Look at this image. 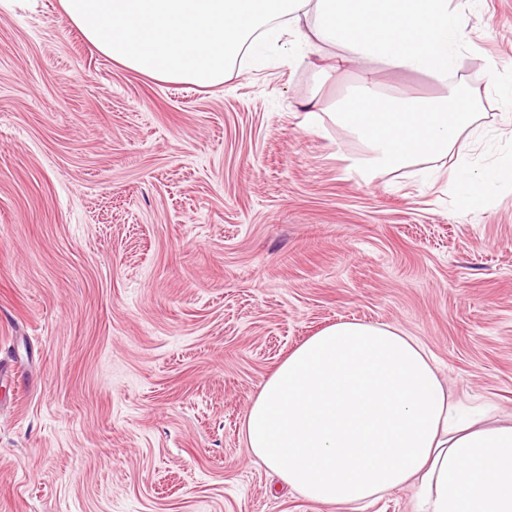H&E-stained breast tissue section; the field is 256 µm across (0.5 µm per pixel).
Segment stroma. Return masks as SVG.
<instances>
[{"instance_id": "obj_1", "label": "stroma", "mask_w": 512, "mask_h": 512, "mask_svg": "<svg viewBox=\"0 0 512 512\" xmlns=\"http://www.w3.org/2000/svg\"><path fill=\"white\" fill-rule=\"evenodd\" d=\"M485 132L465 157L363 176L332 122L362 76L287 50L223 83H162L90 46L60 0L0 5V512H337L252 460L247 410L308 336L396 327L464 410L512 420V0L455 45ZM384 100L443 95L406 69ZM321 114L304 122L302 104ZM506 176L501 167H491L480 173H473L467 167H460L455 173V188L473 209L483 206L487 194Z\"/></svg>"}]
</instances>
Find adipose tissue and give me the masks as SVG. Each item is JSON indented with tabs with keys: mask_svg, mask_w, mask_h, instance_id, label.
<instances>
[{
	"mask_svg": "<svg viewBox=\"0 0 512 512\" xmlns=\"http://www.w3.org/2000/svg\"><path fill=\"white\" fill-rule=\"evenodd\" d=\"M468 0H60L98 52L160 82L214 86L240 54L262 58L296 36L297 57L345 49L337 67L364 69L336 119L370 142L367 173L463 147L480 114L455 109L452 44ZM414 69L446 85L436 101L380 103L379 69ZM506 176L462 167L471 208ZM250 453L320 505L361 512L408 483L417 512H512V423L458 414L424 345L398 328L341 321L298 345L249 408Z\"/></svg>",
	"mask_w": 512,
	"mask_h": 512,
	"instance_id": "adipose-tissue-1",
	"label": "adipose tissue"
}]
</instances>
